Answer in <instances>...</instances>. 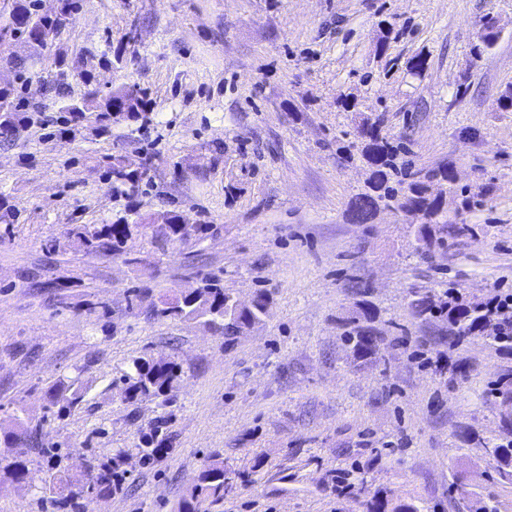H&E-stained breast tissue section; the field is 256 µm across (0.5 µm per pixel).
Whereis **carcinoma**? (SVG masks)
Wrapping results in <instances>:
<instances>
[{
  "label": "carcinoma",
  "mask_w": 512,
  "mask_h": 512,
  "mask_svg": "<svg viewBox=\"0 0 512 512\" xmlns=\"http://www.w3.org/2000/svg\"><path fill=\"white\" fill-rule=\"evenodd\" d=\"M38 0H23L13 15L14 31L29 39L31 25H37L48 33L55 32L63 23L61 16L42 15L38 12ZM118 102L121 111L135 114L144 109V98L135 88L119 90L105 103L106 111H112V102ZM14 103L8 90L0 94V134L8 135L13 128ZM355 137L360 144V155L370 168L369 191L355 198L351 204L353 220L359 224L367 223L382 205L391 207L408 216L416 217L419 223L411 225L417 243V251L422 256L431 255L436 248L444 244L442 233L453 231L457 234L470 230L466 224L448 227L443 221L444 203L429 192V181L452 184V171L446 167L432 171L420 179L411 175H398L394 163L398 147L383 135L378 122L365 121L357 126ZM169 223L158 225L159 241L167 244L183 240L178 216H168ZM133 223L122 216L110 224H78L70 229L69 236L74 246L86 253L116 254L122 252L131 236ZM260 300L251 309L238 311L234 307V297L224 291L217 281L207 277L202 280L201 288L191 300L176 299L154 310L159 318H205L222 335L224 341L231 342L239 333L242 323L254 324L261 321L267 312L269 298L267 293H259ZM408 307L412 314L420 319L441 317L448 322V340L455 341L475 333L489 345L506 347L512 345V335L506 336L497 331L490 321L483 303L463 301L459 293L450 288L437 296L430 292L410 294ZM374 316L368 303L360 301L356 310L342 321L343 336L352 355L356 359L377 357L381 354L382 339L373 326ZM180 377L177 363L162 357H138L132 361L131 372L126 375L130 397L158 398L165 396ZM490 403L497 411L502 425L512 433V381L499 380L489 392ZM160 431L142 437L137 446L138 453L145 460L153 459L161 449L154 447ZM488 445L499 449L496 456L495 474L488 477L489 486L486 495L472 500L473 491L467 477L460 473L449 484L450 496L463 502L472 503L473 512H499L494 487L503 483L512 485V439L506 442L490 441ZM118 460L86 468L81 476H67L53 479L49 486L54 494V506L64 510L80 507L79 499L84 494L97 490L104 494L112 492V486L118 480L116 468ZM29 476V470L21 461H14L3 468V481L19 483ZM245 473L233 472L224 467V458L215 453L209 456L201 469L196 483L183 500L180 512H200L204 502H220L224 496L232 493L237 481ZM357 496L362 498L363 512H424L425 507L413 503L396 501L383 488L372 491L366 486V480H358Z\"/></svg>",
  "instance_id": "1"
}]
</instances>
